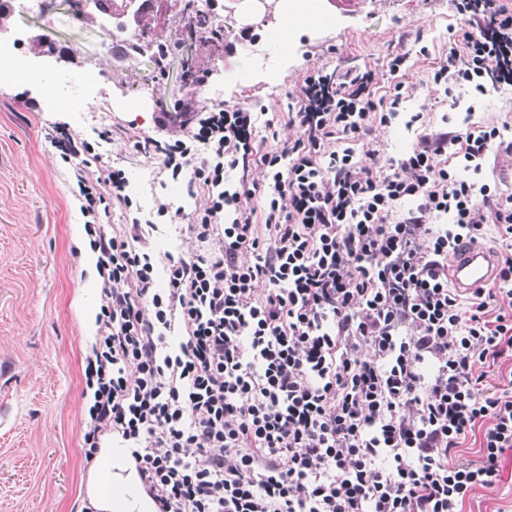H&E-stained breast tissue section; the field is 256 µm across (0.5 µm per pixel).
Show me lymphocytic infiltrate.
Returning <instances> with one entry per match:
<instances>
[{"label":"lymphocytic infiltrate","mask_w":512,"mask_h":512,"mask_svg":"<svg viewBox=\"0 0 512 512\" xmlns=\"http://www.w3.org/2000/svg\"><path fill=\"white\" fill-rule=\"evenodd\" d=\"M454 6L462 23L433 90L511 87L512 5ZM374 84L371 71L308 72L292 135L269 148L249 106L189 99L178 126L159 118L136 150L175 179L192 167L207 189L162 289L140 218L115 235L102 227L113 204L132 205L124 170L95 151L111 129L92 141L57 123L62 159L79 162L102 299L85 456L119 436L157 512H461L495 487L512 449V369L488 387L479 365L512 362V313L482 299L462 315L448 256L489 225L512 243V198L454 164L481 173L491 148L512 142L494 125L432 132L378 173L377 151L361 160L337 144L389 127L414 87L397 83L379 108ZM259 191L257 225L243 203ZM177 320L185 336L170 347ZM477 429L476 458L458 462Z\"/></svg>","instance_id":"f902f5d3"}]
</instances>
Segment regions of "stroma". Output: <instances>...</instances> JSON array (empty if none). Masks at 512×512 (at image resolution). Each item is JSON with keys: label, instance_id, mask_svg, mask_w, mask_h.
I'll use <instances>...</instances> for the list:
<instances>
[{"label": "stroma", "instance_id": "stroma-1", "mask_svg": "<svg viewBox=\"0 0 512 512\" xmlns=\"http://www.w3.org/2000/svg\"><path fill=\"white\" fill-rule=\"evenodd\" d=\"M337 25H306L288 33V55L273 69L255 71L245 49L225 45L249 26L242 11L224 18V44L184 38L166 71L133 61L117 64L109 40L76 12L72 0L47 11L13 13L6 31L24 42L29 76L0 81V512H84L90 505V464L83 449L92 392L84 369L95 343L85 337L83 311L100 308L97 272L81 265L73 234H84L79 190L71 164L52 144L56 121L84 135L111 128L101 144L104 162L126 170L128 194L144 220L143 232L158 264L183 255V240L200 197L189 195L191 170L172 181L160 163L134 148L154 135L161 111L186 97L199 105L259 108L257 138L272 145L302 104L303 78L311 69L376 74L374 103L387 102L395 83L419 88L404 99L391 127L349 143L357 157L378 150L389 166L421 134L441 128L465 131L467 123H492L512 139V89L481 95L463 87L452 96L426 91L429 76L448 54L461 22L451 0H319ZM404 69L390 73L395 55ZM101 74L100 92L82 74ZM418 123H410L413 114ZM171 211L156 218V200ZM463 512H512V452L506 453L495 488L476 490Z\"/></svg>", "mask_w": 512, "mask_h": 512}]
</instances>
